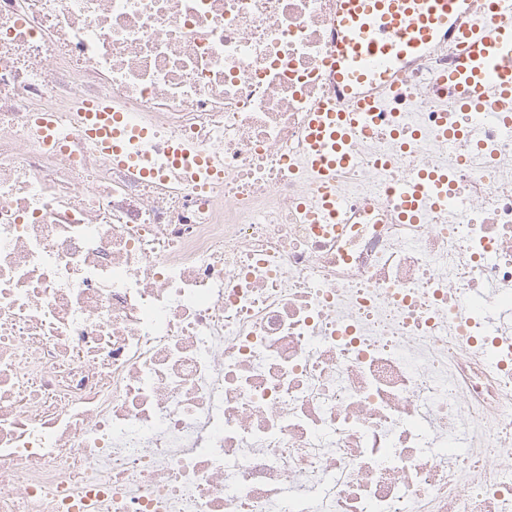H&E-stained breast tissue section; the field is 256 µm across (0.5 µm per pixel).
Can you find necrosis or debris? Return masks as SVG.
Returning a JSON list of instances; mask_svg holds the SVG:
<instances>
[{
    "label": "necrosis or debris",
    "instance_id": "4bbe7bcc",
    "mask_svg": "<svg viewBox=\"0 0 512 512\" xmlns=\"http://www.w3.org/2000/svg\"><path fill=\"white\" fill-rule=\"evenodd\" d=\"M336 2L0 0V512H512V130L435 43L314 228ZM102 97L223 179L113 166ZM396 202L404 211H416L422 204L419 189L410 181L403 183L397 190Z\"/></svg>",
    "mask_w": 512,
    "mask_h": 512
}]
</instances>
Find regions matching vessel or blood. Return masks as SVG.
<instances>
[{"label":"vessel or blood","mask_w":512,"mask_h":512,"mask_svg":"<svg viewBox=\"0 0 512 512\" xmlns=\"http://www.w3.org/2000/svg\"><path fill=\"white\" fill-rule=\"evenodd\" d=\"M336 33L328 68L354 110L323 104L306 126L307 163L321 182L319 204L307 214L313 224L342 210L333 188L336 168L354 157L337 152V143L363 131L364 117L383 107L377 91L395 88L403 70L442 37L454 35L458 53L438 79L456 88L463 106L495 119L512 101V0H481L477 8L471 0H339ZM78 107L86 134L112 164L151 177L185 173L203 184L221 176L210 156L182 141L169 144L163 170L144 167L135 151L149 140L144 125L113 109L108 98L84 99Z\"/></svg>","instance_id":"vessel-or-blood-1"}]
</instances>
